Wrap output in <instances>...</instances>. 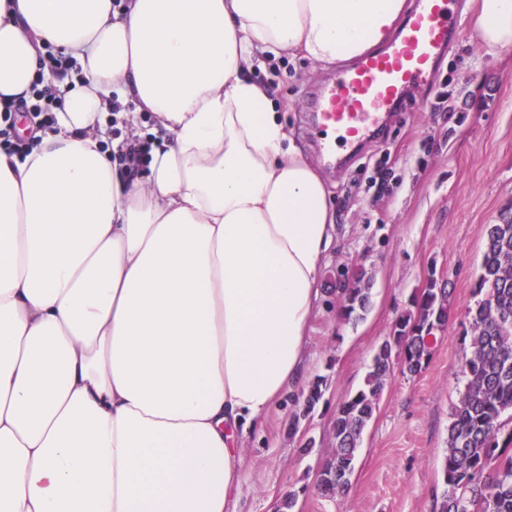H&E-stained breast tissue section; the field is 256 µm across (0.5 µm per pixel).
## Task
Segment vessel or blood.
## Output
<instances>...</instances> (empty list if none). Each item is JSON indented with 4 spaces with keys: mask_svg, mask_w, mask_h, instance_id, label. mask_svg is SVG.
I'll return each instance as SVG.
<instances>
[{
    "mask_svg": "<svg viewBox=\"0 0 512 512\" xmlns=\"http://www.w3.org/2000/svg\"><path fill=\"white\" fill-rule=\"evenodd\" d=\"M455 0H421L385 47L336 75L315 106L320 131L338 130L353 146L381 130L408 91L427 82L459 31Z\"/></svg>",
    "mask_w": 512,
    "mask_h": 512,
    "instance_id": "vessel-or-blood-1",
    "label": "vessel or blood"
}]
</instances>
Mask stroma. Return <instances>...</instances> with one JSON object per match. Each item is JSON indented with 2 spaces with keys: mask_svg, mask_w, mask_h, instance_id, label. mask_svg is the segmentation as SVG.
Wrapping results in <instances>:
<instances>
[{
  "mask_svg": "<svg viewBox=\"0 0 512 512\" xmlns=\"http://www.w3.org/2000/svg\"><path fill=\"white\" fill-rule=\"evenodd\" d=\"M478 4L461 0L459 35L434 79L410 90L385 130L333 170L322 163L310 114L335 66L283 54L253 74L305 158L318 166L335 212L336 243L322 270L300 390L243 439L239 512H285L292 490L299 493L292 512L434 510L450 413L465 383L466 313L476 301L486 227L512 209V50L486 54L473 29ZM360 270L371 279V306L363 319L348 322L338 315L336 287ZM432 282L451 291L449 323L420 373L397 370L390 377L363 433L348 492L322 497L316 475L332 448L337 404L363 386L397 316ZM316 382L322 397L291 434L302 395ZM303 435L314 441L307 453Z\"/></svg>",
  "mask_w": 512,
  "mask_h": 512,
  "instance_id": "obj_1",
  "label": "stroma"
}]
</instances>
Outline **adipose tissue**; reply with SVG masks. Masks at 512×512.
Segmentation results:
<instances>
[{"label": "adipose tissue", "instance_id": "obj_1", "mask_svg": "<svg viewBox=\"0 0 512 512\" xmlns=\"http://www.w3.org/2000/svg\"><path fill=\"white\" fill-rule=\"evenodd\" d=\"M405 0H0V100L74 58L53 128L0 149V512H231L238 434L293 391L334 244L325 183L250 79L350 61ZM489 54L512 0H480ZM134 111L113 113V100ZM165 132L148 170L110 125ZM138 124L140 131L144 133L140 138L144 139L129 140L125 138L119 147L118 159L126 165V170L130 176L141 170L142 167L147 166L150 162L152 142L160 141L162 137L161 129L151 113H142L138 117ZM146 138L152 139V142Z\"/></svg>", "mask_w": 512, "mask_h": 512}]
</instances>
